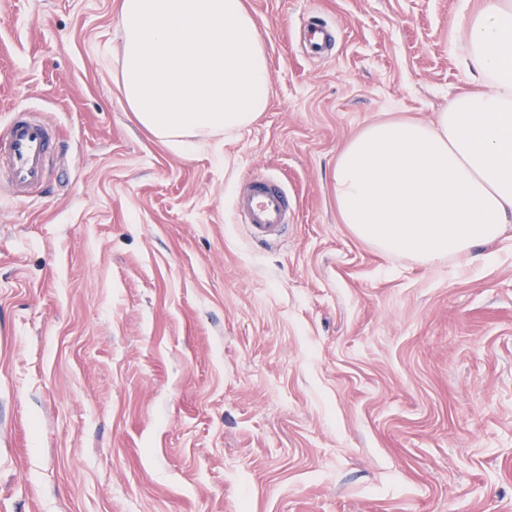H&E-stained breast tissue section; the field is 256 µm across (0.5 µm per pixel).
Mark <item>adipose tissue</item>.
<instances>
[{"mask_svg":"<svg viewBox=\"0 0 512 512\" xmlns=\"http://www.w3.org/2000/svg\"><path fill=\"white\" fill-rule=\"evenodd\" d=\"M116 85L137 122L187 156L266 111L264 40L245 0H120ZM479 86L424 121L370 122L336 157L342 223L386 254L481 261L512 231V0L456 27Z\"/></svg>","mask_w":512,"mask_h":512,"instance_id":"adipose-tissue-1","label":"adipose tissue"}]
</instances>
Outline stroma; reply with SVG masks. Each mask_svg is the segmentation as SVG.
I'll list each match as a JSON object with an SVG mask.
<instances>
[{"label":"stroma","mask_w":512,"mask_h":512,"mask_svg":"<svg viewBox=\"0 0 512 512\" xmlns=\"http://www.w3.org/2000/svg\"><path fill=\"white\" fill-rule=\"evenodd\" d=\"M118 2L0 0V137L58 128L34 195L0 179V512H512V238L385 255L331 181L465 88L478 0H247L268 108L189 157L116 87ZM252 173L293 201L278 243L233 210Z\"/></svg>","instance_id":"35a3bbf8"}]
</instances>
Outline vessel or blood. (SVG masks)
I'll return each instance as SVG.
<instances>
[{
    "label": "vessel or blood",
    "mask_w": 512,
    "mask_h": 512,
    "mask_svg": "<svg viewBox=\"0 0 512 512\" xmlns=\"http://www.w3.org/2000/svg\"><path fill=\"white\" fill-rule=\"evenodd\" d=\"M56 137L55 125L40 114L18 107L11 111L8 133L0 138V174L16 197L29 196L44 182ZM233 208L249 237L265 244L280 239L291 214L287 191L267 176L248 177Z\"/></svg>",
    "instance_id": "1"
}]
</instances>
